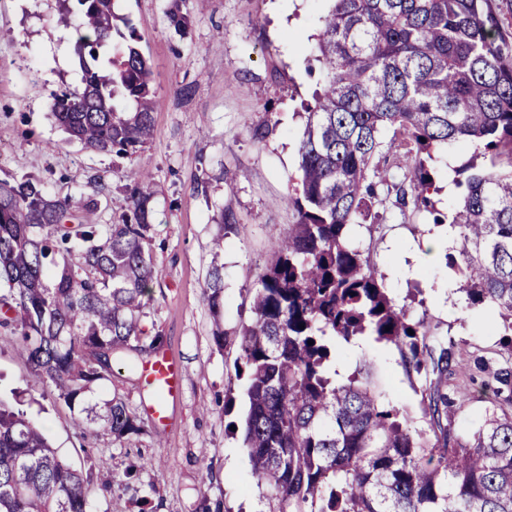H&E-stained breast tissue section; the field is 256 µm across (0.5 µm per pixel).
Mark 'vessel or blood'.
Wrapping results in <instances>:
<instances>
[{"label":"vessel or blood","mask_w":512,"mask_h":512,"mask_svg":"<svg viewBox=\"0 0 512 512\" xmlns=\"http://www.w3.org/2000/svg\"><path fill=\"white\" fill-rule=\"evenodd\" d=\"M139 375L153 393L146 406L158 432L169 428L172 411L182 396L183 368L168 351L157 350L153 358L141 364Z\"/></svg>","instance_id":"1"}]
</instances>
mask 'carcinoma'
Instances as JSON below:
<instances>
[{"label":"carcinoma","mask_w":512,"mask_h":512,"mask_svg":"<svg viewBox=\"0 0 512 512\" xmlns=\"http://www.w3.org/2000/svg\"><path fill=\"white\" fill-rule=\"evenodd\" d=\"M63 2L81 79L52 95L54 122L86 151L131 157L154 133L153 71L136 29L124 20L123 42L103 64L113 0ZM321 25L323 84L305 106L288 197L297 222L275 242L254 288L253 320L235 336L253 478L272 491L274 512H512V400L468 436L454 435L448 351L433 355L431 331L393 303L348 238L381 187L402 207L428 206L434 147L475 144L488 163L455 170L462 262L450 256L448 265L471 304L498 310L512 344V34L502 32L492 0H333ZM403 155L412 167L395 182ZM152 198L135 184L129 217L101 228L39 180L0 179V282L8 285L0 325L19 332L36 381L54 383L68 402L112 377L114 358L156 343L140 327L157 277L146 249ZM204 295L221 348L223 266L210 269ZM364 335L435 375L427 393L434 440L381 402L370 362L344 381L330 374L336 346ZM84 413L80 429L100 425L118 439L139 432L120 397ZM0 512H87L82 476L22 410L1 401Z\"/></svg>","instance_id":"obj_1"}]
</instances>
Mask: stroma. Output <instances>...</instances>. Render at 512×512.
<instances>
[{
  "instance_id": "obj_1",
  "label": "stroma",
  "mask_w": 512,
  "mask_h": 512,
  "mask_svg": "<svg viewBox=\"0 0 512 512\" xmlns=\"http://www.w3.org/2000/svg\"><path fill=\"white\" fill-rule=\"evenodd\" d=\"M330 0H115L149 59L156 100L155 135L137 155L90 153L67 141L48 108L50 95L78 84L71 28L61 0H0V178L34 177L47 193L81 204L99 199L93 223L118 224L129 214L133 172L153 194L149 247L159 273L140 313L146 336L158 337L181 364L183 395L173 424L160 434L142 407L149 394L137 373L115 369L69 405L52 383L35 382L17 354L13 330L0 327V401L20 404L51 447L85 480L88 512H272L256 484L238 426L246 409L240 351L233 335L253 319V290L272 244L297 213L288 194L298 169V144L321 79L315 59L321 18ZM187 12L188 35L168 22ZM192 86L190 96L180 90ZM472 147L438 148L427 165L435 179L426 209L397 207L388 195L373 218L352 225L353 242L382 276L381 284L413 319L441 336L455 369L448 378V417L455 435L469 434L496 397L482 380L512 369V349L496 309L467 305L463 278L448 265L458 246L428 256L435 218H448L457 194L447 193L449 163L467 164ZM107 192L98 195V184ZM231 224L222 233V224ZM223 236L224 250L212 241ZM224 266L223 346L203 297L213 263ZM453 287L441 292L440 282ZM375 363V384L414 427L429 431L424 375L409 369L398 348L366 337L363 351L342 345L338 366L353 372ZM120 396L142 431L115 439L100 428L80 432L81 410Z\"/></svg>"
}]
</instances>
